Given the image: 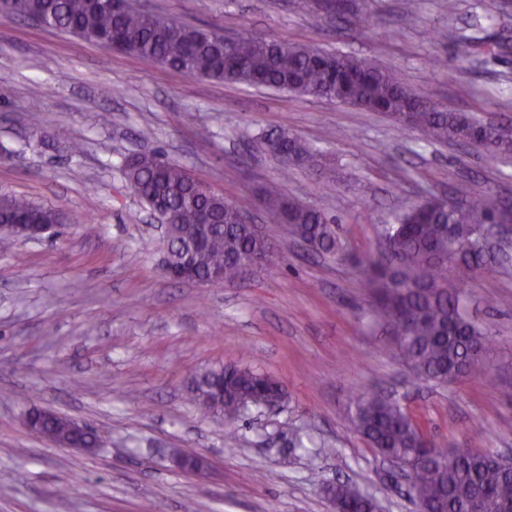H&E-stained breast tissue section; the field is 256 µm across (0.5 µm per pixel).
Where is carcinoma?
Instances as JSON below:
<instances>
[{"label": "carcinoma", "instance_id": "carcinoma-1", "mask_svg": "<svg viewBox=\"0 0 512 512\" xmlns=\"http://www.w3.org/2000/svg\"><path fill=\"white\" fill-rule=\"evenodd\" d=\"M0 15L35 18L87 43L149 59L189 77L264 86L381 112L428 142L462 144L477 135L479 148L492 163L512 156L511 129L442 110L431 95L403 84L392 71L340 51L253 35L226 41L216 31L193 28L129 3L114 10L111 0H0ZM265 146L285 171L319 166L317 152L286 129L267 135ZM122 172L153 213L176 225L170 238L172 262L188 259L201 277L221 271L224 280L234 281L245 274L244 261L275 256V237L241 223L249 208L213 192L187 168L154 152L126 158ZM257 205L310 250L341 262L351 258L335 230L338 216L288 200L274 186L264 190ZM508 208L509 203L495 195H476L468 183L459 182L447 199L415 205L386 225L387 250L354 258L361 285L373 298L369 317L399 336L397 354L417 377L446 384L477 376L496 387L495 377L483 368L482 355L492 337L477 319L480 301L454 284L451 272L495 263V256L480 243L481 230ZM20 217L42 224L65 222L54 208L0 194V224ZM207 393L205 380L189 388L191 401L203 413L224 416L231 428L282 388L258 369L229 366L224 368V402L207 401ZM351 410L370 446L406 468L409 494L424 512H470L469 504L479 492L481 512H512V472L492 458L465 457L456 448L440 446L398 403L374 390L355 394ZM42 426L59 438L100 446L96 434L74 431L65 419L52 416ZM325 487L340 512L374 508L370 496L342 485Z\"/></svg>", "mask_w": 512, "mask_h": 512}]
</instances>
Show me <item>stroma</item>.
I'll use <instances>...</instances> for the list:
<instances>
[{
    "label": "stroma",
    "instance_id": "stroma-1",
    "mask_svg": "<svg viewBox=\"0 0 512 512\" xmlns=\"http://www.w3.org/2000/svg\"><path fill=\"white\" fill-rule=\"evenodd\" d=\"M370 27L349 31L318 0H138L195 27L308 43L376 61L442 109L512 127V6L489 0H347ZM442 66H435V59ZM66 128L81 144L45 138ZM323 157L320 171L283 174L260 137L279 128ZM0 194L59 210L54 239L0 250V512H334L323 483L342 482L382 512H415L355 429L356 390L396 399L442 445L512 456V259L456 271L493 333L485 369L498 388L463 377L416 379L394 352L350 265L288 238L234 284L165 276L161 231L121 170L159 152L231 200L277 186L338 215L357 253L376 251L382 225L460 180L512 200V160L429 144L389 118L266 87L181 75L24 18L0 17ZM228 365L257 367L286 392L254 409L226 439L223 420L186 397L191 380ZM47 409L100 436L95 452L30 431ZM204 457L177 469L168 452Z\"/></svg>",
    "mask_w": 512,
    "mask_h": 512
}]
</instances>
